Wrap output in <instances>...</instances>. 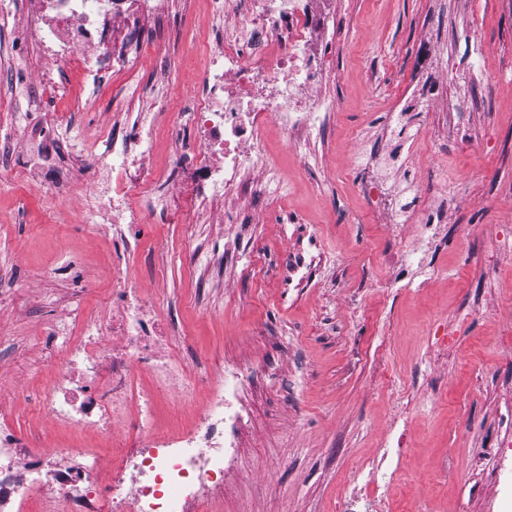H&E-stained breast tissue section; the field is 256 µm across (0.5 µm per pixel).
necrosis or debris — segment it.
Returning <instances> with one entry per match:
<instances>
[{
  "label": "necrosis or debris",
  "instance_id": "1",
  "mask_svg": "<svg viewBox=\"0 0 512 512\" xmlns=\"http://www.w3.org/2000/svg\"><path fill=\"white\" fill-rule=\"evenodd\" d=\"M324 0H224V14L235 16L248 41L225 40L211 49L202 90L167 125L179 144L172 165L194 167L199 203L241 191L240 175L263 163V128L273 119L294 141L312 137L324 106L315 90L332 72L313 49L322 24ZM20 23L37 43L41 66L37 88L63 95L56 78L69 66L85 82L99 84L116 70H132L133 57L110 52L111 24L124 25L129 43L141 48L139 19L155 12V0H32ZM101 152L87 159L90 180L104 179L95 191L99 214L128 216L113 224L112 288L108 320L86 318L78 335L61 349L63 372L35 396L38 411L111 443L109 467L82 455L78 464L57 470L52 485L37 482L38 461L31 443L0 423V512H212V494L224 480L225 430L236 415L229 400L241 377L188 371L175 344L162 329L158 299L147 298L128 272V258L145 233L131 209L132 192L160 181V173L117 148L102 131ZM177 392L197 408L185 434L168 436L156 427L160 393Z\"/></svg>",
  "mask_w": 512,
  "mask_h": 512
}]
</instances>
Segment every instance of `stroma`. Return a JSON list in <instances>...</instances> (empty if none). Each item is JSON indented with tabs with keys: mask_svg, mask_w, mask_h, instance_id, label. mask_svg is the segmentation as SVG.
I'll list each match as a JSON object with an SVG mask.
<instances>
[{
	"mask_svg": "<svg viewBox=\"0 0 512 512\" xmlns=\"http://www.w3.org/2000/svg\"><path fill=\"white\" fill-rule=\"evenodd\" d=\"M334 2L333 78L317 91L334 110L297 146L270 121L267 163L245 172V192L174 222L191 169L172 170L177 146L165 137L130 146L163 175L134 198L151 229L131 272L161 297L188 364L242 375L215 512H369L365 498L385 476L364 465L383 442L401 446L389 512H512V454L499 447L512 437V0ZM161 6L140 21L133 79L92 87L68 73L85 104L74 114L69 96L37 95L19 68L37 60L18 25L26 0H0V421L38 446L69 443L104 462L106 443L18 396L55 379L57 351L44 337L105 315L96 294L112 286V229L87 182L73 170L46 190L26 148L42 121L68 115L59 148L70 163L98 150L114 113L163 97L164 125L187 105L224 30L214 0ZM416 88L432 91L435 122L408 128L406 164L379 172L396 138L393 110ZM380 174L404 203L414 182L429 183L425 203L442 224L430 245L405 227L406 213L369 194ZM288 212L299 223L279 221ZM425 246L434 268L391 287L393 256ZM68 259L80 280L57 275ZM399 397L401 431L388 427Z\"/></svg>",
	"mask_w": 512,
	"mask_h": 512,
	"instance_id": "obj_1",
	"label": "stroma"
}]
</instances>
